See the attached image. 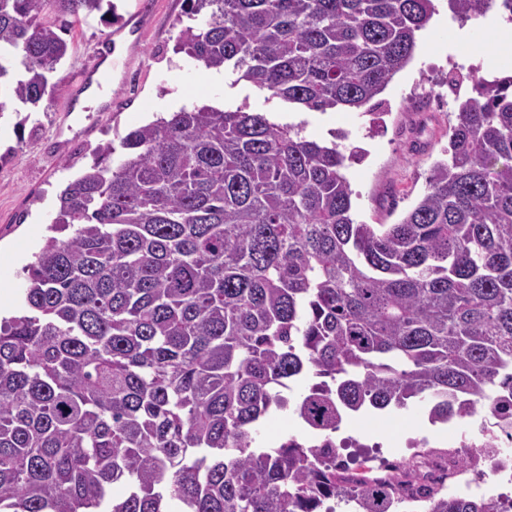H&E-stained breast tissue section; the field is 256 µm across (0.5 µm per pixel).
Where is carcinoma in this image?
I'll return each instance as SVG.
<instances>
[{
  "mask_svg": "<svg viewBox=\"0 0 512 512\" xmlns=\"http://www.w3.org/2000/svg\"><path fill=\"white\" fill-rule=\"evenodd\" d=\"M102 2L0 0V112L53 97L66 17ZM189 2L179 50L322 112L382 94L435 12ZM448 2L512 22V0ZM444 153L398 223L357 224L347 156L300 124L201 105L99 143L25 266L23 314L0 320V512H512L448 494L468 450L431 485L406 464L361 487L331 438L411 401L434 423L512 426V75L472 79ZM290 407L323 447L258 441Z\"/></svg>",
  "mask_w": 512,
  "mask_h": 512,
  "instance_id": "carcinoma-1",
  "label": "carcinoma"
}]
</instances>
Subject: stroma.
Wrapping results in <instances>:
<instances>
[{
    "mask_svg": "<svg viewBox=\"0 0 512 512\" xmlns=\"http://www.w3.org/2000/svg\"><path fill=\"white\" fill-rule=\"evenodd\" d=\"M114 2L116 19L94 14L74 21L65 35L69 52L57 72L64 80L75 77L90 55L109 44L115 21H128L143 9L151 17L139 35L143 64L115 68L105 88L107 106L76 111L61 89L39 106L10 104L0 113V315L20 310L23 269L48 234L61 189L80 174L91 150L116 133L196 104L301 123L307 138L320 143H330L333 132L342 131L348 135L346 147L366 151L364 159L346 170L357 221L394 224L423 194L428 169L448 146V125L458 107L442 84L449 56L464 43L469 53L463 63L478 67L480 77L512 73V45L489 40L503 24L496 11L462 22L453 19L448 0H434L436 11L417 34L412 60L394 76L374 113L294 109L232 72L215 79L213 70L177 51L175 22L187 11L188 0ZM21 115L27 122L20 131L16 122ZM339 435L351 441L338 451L351 469L371 454L395 455L407 463L420 444L448 445L447 429L431 425L426 406L418 402L400 411L347 416Z\"/></svg>",
    "mask_w": 512,
    "mask_h": 512,
    "instance_id": "obj_1",
    "label": "stroma"
}]
</instances>
